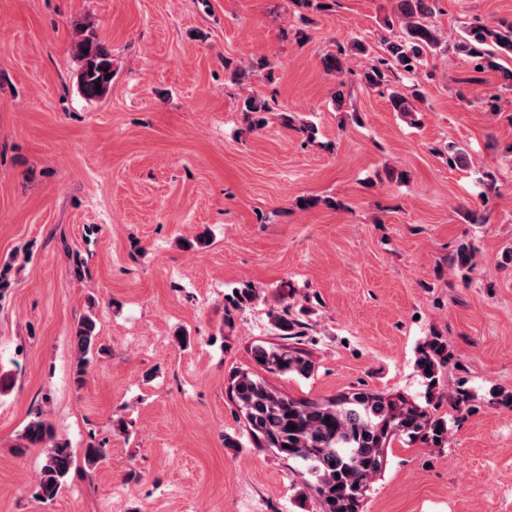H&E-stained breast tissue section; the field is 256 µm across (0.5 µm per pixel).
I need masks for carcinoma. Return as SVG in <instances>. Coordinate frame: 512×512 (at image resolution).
Returning <instances> with one entry per match:
<instances>
[{
	"label": "carcinoma",
	"instance_id": "obj_1",
	"mask_svg": "<svg viewBox=\"0 0 512 512\" xmlns=\"http://www.w3.org/2000/svg\"><path fill=\"white\" fill-rule=\"evenodd\" d=\"M436 0H398V23L385 22L380 37L381 51L359 80L370 88L389 90V103L395 112L409 115L416 111L414 101L423 99L420 91L412 96L398 89L403 79L415 75L428 56L439 51L441 41L431 17ZM473 67L500 73L502 88L512 90V21L502 20L490 27L471 24L456 45ZM364 52L358 39L341 45L324 56L322 64L330 75L343 74L344 60L352 51ZM74 54L81 63L79 84L88 99L103 97L112 84V54L95 34L84 35L74 43ZM101 91H96L95 86ZM245 112L255 115L251 126H262V114L273 111L269 101L257 94L244 99ZM283 336L305 335L306 324L297 318L276 316ZM76 357L73 379L82 385L92 358L100 351L95 314H85L75 330ZM259 368L268 373H294L308 377L314 370L309 351L290 344L257 345L252 350ZM448 363L447 346L437 337L424 343L416 366L427 381L428 403L422 406L406 398L386 396L364 389H352L324 400H302L270 387L260 376L238 371L230 377L229 395L241 412L249 437L259 448H271L278 455L296 461L305 484L318 496L321 512H362L370 481L385 467V448L397 439L407 444L420 442L434 448L448 444V420L437 415L443 395L438 388L439 368ZM431 373H426V370ZM472 396L457 388L448 395V405L457 412L470 411ZM47 448L34 496L41 502L54 500L68 477L81 466L90 469L106 459L103 443L90 437L78 465L73 448L55 438L51 425L41 417L32 419L19 435L16 445L22 455L30 448Z\"/></svg>",
	"mask_w": 512,
	"mask_h": 512
}]
</instances>
